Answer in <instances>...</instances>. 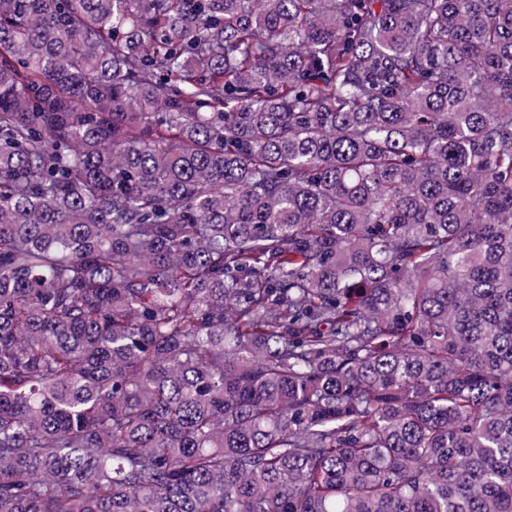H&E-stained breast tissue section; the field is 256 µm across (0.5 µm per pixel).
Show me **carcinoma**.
I'll return each mask as SVG.
<instances>
[{"mask_svg":"<svg viewBox=\"0 0 512 512\" xmlns=\"http://www.w3.org/2000/svg\"><path fill=\"white\" fill-rule=\"evenodd\" d=\"M0 512H512V0H0Z\"/></svg>","mask_w":512,"mask_h":512,"instance_id":"cac0c4a2","label":"carcinoma"}]
</instances>
